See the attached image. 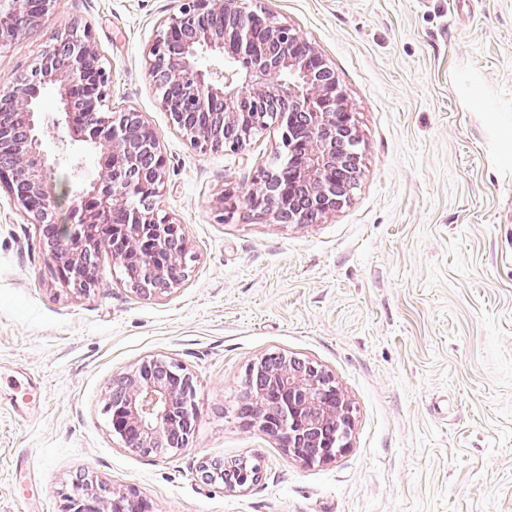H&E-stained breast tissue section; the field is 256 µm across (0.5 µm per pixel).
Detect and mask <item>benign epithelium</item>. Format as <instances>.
I'll use <instances>...</instances> for the list:
<instances>
[{
    "instance_id": "benign-epithelium-1",
    "label": "benign epithelium",
    "mask_w": 512,
    "mask_h": 512,
    "mask_svg": "<svg viewBox=\"0 0 512 512\" xmlns=\"http://www.w3.org/2000/svg\"><path fill=\"white\" fill-rule=\"evenodd\" d=\"M56 0H0V49L18 34L41 24ZM55 48L16 74L0 99V156L14 165L0 167L5 187L35 224L55 223L58 195L55 168L67 160L49 156L42 136L48 123L41 107L44 91L56 95L54 125L72 142L84 144L98 159V172L80 181L67 223L58 225L59 250L66 259L58 278L88 294L95 284L86 257L106 251L122 266L134 288L150 292L157 283L176 288L186 276L188 246L169 248L181 225L156 206L164 184V160L157 154L155 132L132 110L109 107L112 68L99 53L93 29L76 21L59 35ZM206 54L224 63L203 69ZM160 108L190 145L203 152H237L259 131L274 124L281 131L283 180L263 169L241 198L222 196L220 220L231 219L242 203L274 223H303L285 215L292 204V184L307 190L317 215L336 210V171L349 159L342 144L357 142L356 124L335 77L319 50L288 23L249 9V0H180L176 12L162 20L145 51ZM155 154L151 180L131 173L140 154ZM265 376L253 396L251 425L281 443L306 464L329 462L349 447L350 404L334 378L321 368L280 356L251 363ZM122 398L108 399L112 434L128 449L149 453L154 442L172 441L185 449L196 419L194 381L186 368L162 359H146L116 379ZM312 448H322L318 456ZM237 463L203 461L202 475L220 481L227 492L250 484L231 477ZM65 512H148L135 493L108 486L79 489L65 497Z\"/></svg>"
}]
</instances>
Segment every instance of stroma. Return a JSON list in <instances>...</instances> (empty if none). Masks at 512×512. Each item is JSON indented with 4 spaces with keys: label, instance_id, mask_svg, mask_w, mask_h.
<instances>
[{
    "label": "stroma",
    "instance_id": "obj_1",
    "mask_svg": "<svg viewBox=\"0 0 512 512\" xmlns=\"http://www.w3.org/2000/svg\"><path fill=\"white\" fill-rule=\"evenodd\" d=\"M326 59L356 118V186L308 224L219 219L282 152L277 128L202 152L158 104L145 50L178 0H57L0 49V86L74 20L112 68L110 107L156 133L159 207L193 257L175 289L133 292L109 253L84 295L59 281L41 225L0 187V512H63L78 485L152 512H512V0H257ZM328 372L348 449L310 465L238 413L249 364ZM184 365V450L125 448L104 411L147 358ZM259 463L249 489L202 460ZM236 468V461L234 463L202 461L200 464L202 475L207 479V481H221L224 484V490L227 492H242L247 490L253 484L243 483L239 480L233 479L231 474Z\"/></svg>",
    "mask_w": 512,
    "mask_h": 512
}]
</instances>
